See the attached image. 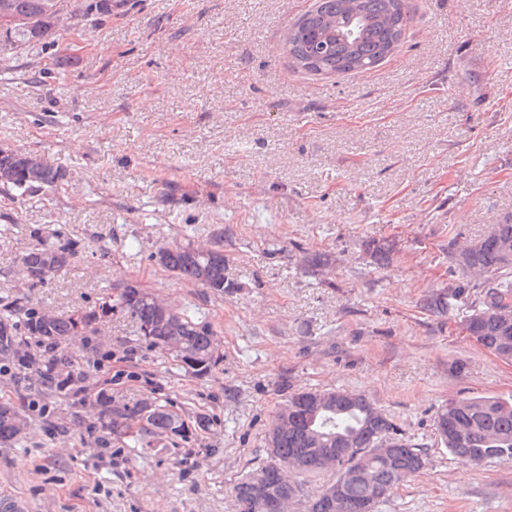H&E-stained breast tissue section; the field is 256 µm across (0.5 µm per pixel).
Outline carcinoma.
Returning a JSON list of instances; mask_svg holds the SVG:
<instances>
[{
	"label": "carcinoma",
	"mask_w": 512,
	"mask_h": 512,
	"mask_svg": "<svg viewBox=\"0 0 512 512\" xmlns=\"http://www.w3.org/2000/svg\"><path fill=\"white\" fill-rule=\"evenodd\" d=\"M76 20L112 14V0H0V61L37 48L52 38L60 16ZM411 20L404 0H314L288 31L285 49L293 65L312 75L331 76L372 70L400 46ZM66 173L37 156L0 149V185L31 194L53 188ZM81 242L58 239L28 252L23 258L33 281L41 283L65 267ZM387 238L363 241L370 263L383 266L396 251ZM448 254L458 276L452 277L429 303V311L445 316L454 303L474 299L462 320L476 344L495 356L512 361V215L488 227L480 238L460 245L448 243ZM159 263L185 279L214 292L224 291V252L191 245L165 248ZM130 315L138 340L168 347L177 361L198 375L219 362L209 325L186 312L164 306L143 288L126 285L113 304L56 316L41 314L14 301L0 314V355L10 356L24 370L32 369L41 384L61 397L68 385L54 371L59 340L72 334H93L112 313ZM34 339L37 351L16 350V339ZM288 424L267 437L266 460L233 487L237 512H266L265 504L278 496H303L297 477L332 471L336 478L308 497L309 512H361L371 502L386 501L396 486L418 472L426 454L398 434L395 423L363 393L346 389L302 390L289 394L280 411ZM19 412L0 406V438L16 429ZM106 428L122 434L133 417L146 420L156 431H178L172 414L150 403L105 410ZM435 431L448 453L463 463L512 460V397L474 396L450 399L435 416ZM319 448L337 452L329 465Z\"/></svg>",
	"instance_id": "carcinoma-1"
}]
</instances>
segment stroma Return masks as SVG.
Masks as SVG:
<instances>
[{
	"instance_id": "1",
	"label": "stroma",
	"mask_w": 512,
	"mask_h": 512,
	"mask_svg": "<svg viewBox=\"0 0 512 512\" xmlns=\"http://www.w3.org/2000/svg\"><path fill=\"white\" fill-rule=\"evenodd\" d=\"M314 0H128L0 62V148L65 170L34 197L0 188V305L73 314L125 285L208 322L222 361L198 376L114 314L62 342L88 394L17 385L0 357V491L32 512H236L231 488L264 459L290 393L366 394L428 462L377 512H512V462L464 464L434 418L448 400L512 396V361L424 307L448 285V243L512 214V0H406L398 49L359 74L294 69L284 42ZM82 243L35 285L42 236ZM397 243L375 267L364 239ZM218 247L215 293L166 270L159 248ZM329 260L320 271L306 255ZM111 353L101 368L96 352ZM155 402L184 435L130 434L102 449L97 394Z\"/></svg>"
}]
</instances>
